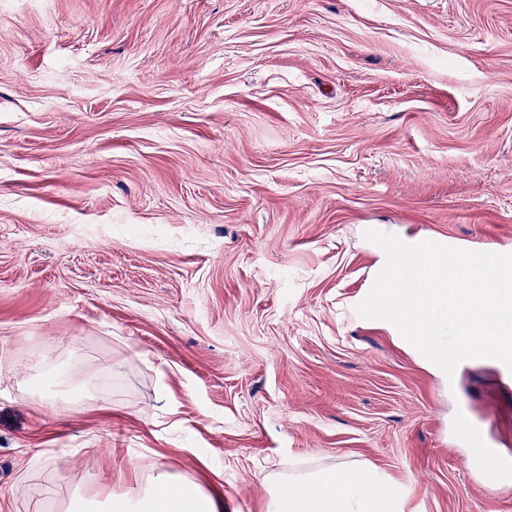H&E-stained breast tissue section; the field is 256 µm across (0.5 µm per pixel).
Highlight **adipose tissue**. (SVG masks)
Returning <instances> with one entry per match:
<instances>
[{"mask_svg":"<svg viewBox=\"0 0 512 512\" xmlns=\"http://www.w3.org/2000/svg\"><path fill=\"white\" fill-rule=\"evenodd\" d=\"M140 491L131 499L111 492L69 500L65 512H224V496L165 471L151 460L137 467ZM266 512H395V488L365 465L293 469L267 477Z\"/></svg>","mask_w":512,"mask_h":512,"instance_id":"adipose-tissue-1","label":"adipose tissue"}]
</instances>
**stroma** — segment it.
I'll use <instances>...</instances> for the list:
<instances>
[{
  "mask_svg": "<svg viewBox=\"0 0 512 512\" xmlns=\"http://www.w3.org/2000/svg\"><path fill=\"white\" fill-rule=\"evenodd\" d=\"M370 231L512 247V0H0V512L143 455L236 512L293 462L512 512L456 436L512 458V377L346 321Z\"/></svg>",
  "mask_w": 512,
  "mask_h": 512,
  "instance_id": "35a3bbf8",
  "label": "stroma"
}]
</instances>
